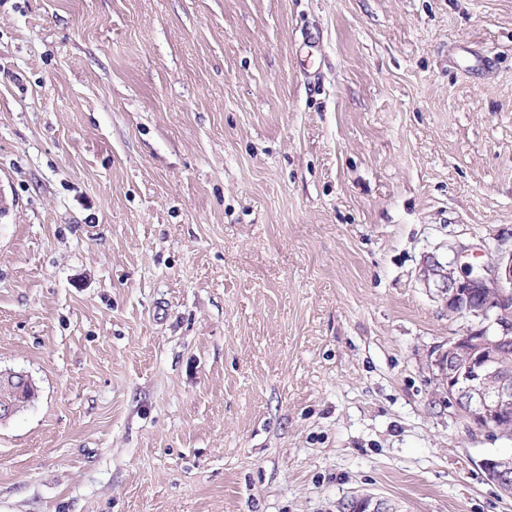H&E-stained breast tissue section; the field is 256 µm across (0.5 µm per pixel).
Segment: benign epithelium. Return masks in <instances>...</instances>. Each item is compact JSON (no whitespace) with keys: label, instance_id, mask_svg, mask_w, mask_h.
Instances as JSON below:
<instances>
[{"label":"benign epithelium","instance_id":"1","mask_svg":"<svg viewBox=\"0 0 512 512\" xmlns=\"http://www.w3.org/2000/svg\"><path fill=\"white\" fill-rule=\"evenodd\" d=\"M463 256L441 264L434 260L428 272L441 277L447 287L448 311L477 321L460 336L448 339V349L436 354L434 366L447 382L448 403L473 424L496 427L504 408L512 405V374L498 373L501 356L494 351L498 338L512 335V250L503 252L489 268L469 262L459 263ZM18 378L30 383L26 374L0 372V422L9 420L24 400L23 388L13 389L15 399L1 396L3 386ZM480 466L487 478L505 493L512 492V457L484 456ZM348 507L354 512H382V501L371 495L354 496Z\"/></svg>","mask_w":512,"mask_h":512}]
</instances>
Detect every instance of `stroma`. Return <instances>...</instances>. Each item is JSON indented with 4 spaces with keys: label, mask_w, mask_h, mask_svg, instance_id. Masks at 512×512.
Wrapping results in <instances>:
<instances>
[{
    "label": "stroma",
    "mask_w": 512,
    "mask_h": 512,
    "mask_svg": "<svg viewBox=\"0 0 512 512\" xmlns=\"http://www.w3.org/2000/svg\"><path fill=\"white\" fill-rule=\"evenodd\" d=\"M0 512H512L427 258L512 247V0H0ZM18 378L24 381V384L27 383L32 389L29 390V399L35 392V389L32 387L30 380L27 378L25 373L20 372H10L9 375H6L5 372H0V422H5L9 420L20 408L22 403L19 401H24L25 392L23 390V384L19 388L13 389V394L17 400H8L2 396L3 386L8 384L11 386L13 383V379ZM26 401V400H25ZM480 466L487 478L505 493L510 494L512 489V457L497 455L484 456Z\"/></svg>",
    "instance_id": "1"
}]
</instances>
